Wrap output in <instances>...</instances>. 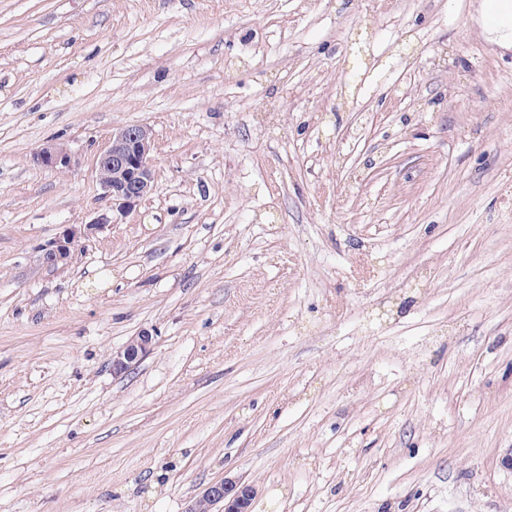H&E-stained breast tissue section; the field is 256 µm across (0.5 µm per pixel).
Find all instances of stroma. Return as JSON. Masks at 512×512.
Segmentation results:
<instances>
[{
  "label": "stroma",
  "mask_w": 512,
  "mask_h": 512,
  "mask_svg": "<svg viewBox=\"0 0 512 512\" xmlns=\"http://www.w3.org/2000/svg\"><path fill=\"white\" fill-rule=\"evenodd\" d=\"M478 3L0 0V512L226 477L254 512H512V50ZM131 124L121 215L96 157ZM152 130L144 124L112 131L110 145L96 161L98 181L119 213H127L153 189ZM116 171V176H113ZM36 161L45 168L57 169L69 167L71 158L62 148L50 144L38 152ZM111 224L108 217H99L91 224H83L82 227H70L64 230L57 239L42 247V260L47 266L54 267L68 259L71 249L81 239L89 238L93 233ZM154 336L142 331L132 336L119 350L112 352V374L124 375L137 366V364L151 351Z\"/></svg>",
  "instance_id": "stroma-1"
}]
</instances>
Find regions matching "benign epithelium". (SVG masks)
I'll return each mask as SVG.
<instances>
[{"instance_id":"1","label":"benign epithelium","mask_w":512,"mask_h":512,"mask_svg":"<svg viewBox=\"0 0 512 512\" xmlns=\"http://www.w3.org/2000/svg\"><path fill=\"white\" fill-rule=\"evenodd\" d=\"M152 130L144 124H133L112 132L110 145L96 161L98 181L112 207L126 213L153 189L154 169L151 159ZM36 161L49 169L68 167L70 156L60 147L50 144L36 155ZM109 225L108 217H99L91 224L70 227L57 239L42 247L43 263L54 267L68 259L71 249L80 240ZM154 336L142 331L131 337L119 350L112 353V374L124 375L151 351ZM256 487L242 479L224 478L208 485L193 501L187 512H213L222 505L221 512H252Z\"/></svg>"}]
</instances>
